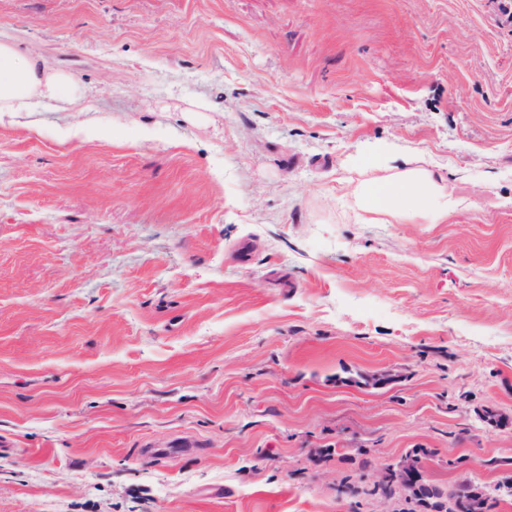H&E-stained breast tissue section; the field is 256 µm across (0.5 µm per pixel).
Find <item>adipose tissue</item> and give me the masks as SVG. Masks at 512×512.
<instances>
[{"instance_id": "obj_1", "label": "adipose tissue", "mask_w": 512, "mask_h": 512, "mask_svg": "<svg viewBox=\"0 0 512 512\" xmlns=\"http://www.w3.org/2000/svg\"><path fill=\"white\" fill-rule=\"evenodd\" d=\"M36 96L76 109L81 106L70 76L49 71L37 58L23 53L12 43L1 41L0 115L28 111ZM352 197L366 224H391L412 216L443 220L459 207L447 185L415 169L359 183Z\"/></svg>"}]
</instances>
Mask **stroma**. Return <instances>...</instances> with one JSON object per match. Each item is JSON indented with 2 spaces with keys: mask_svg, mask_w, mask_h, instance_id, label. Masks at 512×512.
<instances>
[{
  "mask_svg": "<svg viewBox=\"0 0 512 512\" xmlns=\"http://www.w3.org/2000/svg\"><path fill=\"white\" fill-rule=\"evenodd\" d=\"M0 40L84 105L0 116V512H415L371 493L415 448L512 512L499 0H0ZM405 159L463 208L361 223Z\"/></svg>",
  "mask_w": 512,
  "mask_h": 512,
  "instance_id": "35a3bbf8",
  "label": "stroma"
}]
</instances>
